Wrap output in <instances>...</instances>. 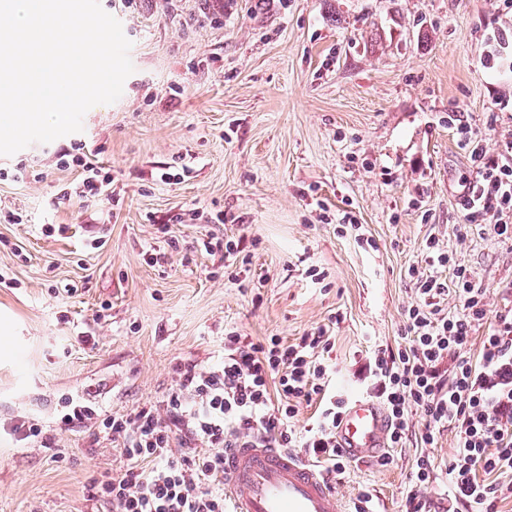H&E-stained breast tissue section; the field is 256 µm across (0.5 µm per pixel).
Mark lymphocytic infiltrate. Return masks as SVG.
<instances>
[{
  "label": "lymphocytic infiltrate",
  "mask_w": 512,
  "mask_h": 512,
  "mask_svg": "<svg viewBox=\"0 0 512 512\" xmlns=\"http://www.w3.org/2000/svg\"><path fill=\"white\" fill-rule=\"evenodd\" d=\"M472 176L464 187L467 223L486 226L494 241L512 244V137L488 155L466 120L456 125ZM61 166L80 168V181L64 201L102 199L113 177L91 150H62ZM426 266L409 267L417 301L404 313L403 345L378 346L368 373L389 421L390 452L377 459L393 464V449L415 440L433 447L438 434L454 432L448 460V501L484 506L512 498V298L488 315L484 290L471 271L452 263L436 238L426 242ZM452 266L445 279L440 268ZM455 294L461 313L441 307ZM485 326L474 343L477 326ZM333 343L326 329L285 344L271 336L262 342L228 332L224 356L211 365L177 364L166 396L130 415H101L76 406L62 419V430H87L92 440L120 448L123 470L94 483L96 498L113 512H226L224 451L228 448H301L314 459L342 470L336 425L346 408L332 388ZM449 373H442L445 360ZM316 403L310 424L296 429L301 404ZM420 411L424 425L411 434L409 414Z\"/></svg>",
  "instance_id": "lymphocytic-infiltrate-1"
}]
</instances>
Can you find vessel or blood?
<instances>
[{"label": "vessel or blood", "instance_id": "vessel-or-blood-1", "mask_svg": "<svg viewBox=\"0 0 512 512\" xmlns=\"http://www.w3.org/2000/svg\"><path fill=\"white\" fill-rule=\"evenodd\" d=\"M388 429L377 402L353 399L336 428L339 451L350 462L371 461L386 448ZM224 500L228 512H341L331 477L283 448L226 449Z\"/></svg>", "mask_w": 512, "mask_h": 512}]
</instances>
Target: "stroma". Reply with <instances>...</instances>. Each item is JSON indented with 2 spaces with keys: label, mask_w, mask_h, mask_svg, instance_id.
Segmentation results:
<instances>
[{
  "label": "stroma",
  "mask_w": 512,
  "mask_h": 512,
  "mask_svg": "<svg viewBox=\"0 0 512 512\" xmlns=\"http://www.w3.org/2000/svg\"><path fill=\"white\" fill-rule=\"evenodd\" d=\"M131 41L133 73L80 132L34 143L0 170V512H112L93 480L123 468L110 441L60 432L55 448L19 441L22 415L58 430L97 384L103 411L159 400L184 360L224 354L234 331L291 344L317 328L334 342L337 395H369L375 345L397 346L416 301L407 275L425 243L455 250L498 310L512 288V247L463 223L469 162L459 115L497 151L512 135V52L487 59L485 33L512 34L494 0H100ZM97 149L115 177L112 199L58 203L79 180L60 151ZM330 223H322L321 213ZM351 215L360 231L338 232ZM242 240L244 272L192 245ZM189 247L181 255L169 246ZM156 262H147V251ZM76 284L75 295L52 293ZM94 336L80 341L79 332ZM455 442L427 454L434 512H446L445 467ZM420 451L390 467L345 464L343 512L370 491L401 512Z\"/></svg>",
  "instance_id": "1"
}]
</instances>
